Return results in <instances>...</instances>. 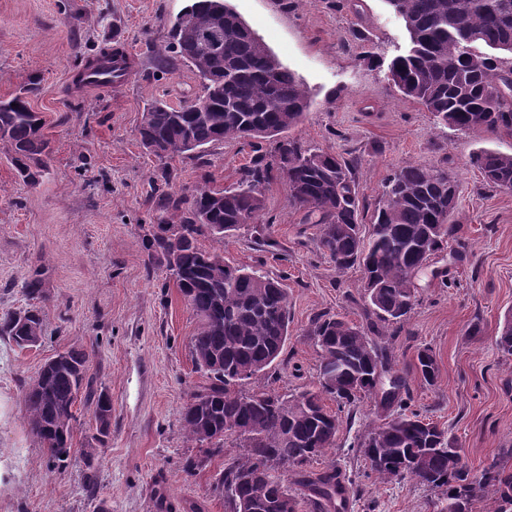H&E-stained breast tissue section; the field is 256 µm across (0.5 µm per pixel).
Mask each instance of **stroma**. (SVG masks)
<instances>
[{"mask_svg":"<svg viewBox=\"0 0 512 512\" xmlns=\"http://www.w3.org/2000/svg\"><path fill=\"white\" fill-rule=\"evenodd\" d=\"M187 0H0V98L38 76L29 98L40 112L51 152L37 184L17 174L11 146L0 141V315L28 306L25 281L45 262L44 339L19 349L0 336V464L18 479L0 494V512H227L214 489L239 441L188 470L197 454L182 425L190 393L207 382L190 342L198 320L162 266L149 260V225L164 223L149 197L158 187H234L250 158L228 139L202 155L161 160L139 141L147 104L172 105L201 92L185 65L157 70L174 18ZM232 7L308 88L311 105L291 134L307 146L359 159V197L374 210L386 178L413 164L449 170L457 182L447 249L417 278L418 302L408 335L390 343L393 366L409 370L410 409L444 428L475 470L512 448V355L495 341L512 311V191L487 186L473 153H512V136L474 138L438 125L420 103L387 78L390 59L408 44L405 23L386 0H229ZM121 36L133 74L123 83L88 89L77 74L87 56ZM172 180H165V173ZM259 223L225 236L226 261L279 279L288 291L289 335L278 361L249 380L252 392L294 395L318 383L319 350L309 334L314 317L337 314L364 325L363 273H336L318 247L317 225L275 179L264 190ZM275 240L272 248L258 238ZM430 347L435 386L412 373L417 348ZM76 348L89 357L88 376L112 400L111 435L94 438L93 408L75 406L72 450L49 463L26 421L24 391L49 357ZM342 424L335 448L313 462L336 466L360 485L347 512H440L438 492L406 478L381 483L353 450L355 436L386 412L361 401Z\"/></svg>","mask_w":512,"mask_h":512,"instance_id":"35a3bbf8","label":"stroma"}]
</instances>
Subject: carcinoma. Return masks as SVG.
Segmentation results:
<instances>
[{"instance_id": "cac0c4a2", "label": "carcinoma", "mask_w": 512, "mask_h": 512, "mask_svg": "<svg viewBox=\"0 0 512 512\" xmlns=\"http://www.w3.org/2000/svg\"><path fill=\"white\" fill-rule=\"evenodd\" d=\"M387 2L409 35L407 48L388 66L393 85L444 126L475 138L512 135V66H502L493 55L512 54V0ZM219 10L224 43L212 55L201 44V24ZM174 59L194 71L207 107L191 112L164 101L147 104L138 126L141 145L160 160L226 139L246 140L253 152L231 189L204 184L189 196H152L154 209L177 223L150 225L146 248L199 319L191 352L210 380L183 409L185 434L201 453L188 466L201 468L220 454L224 436L237 427L243 430L237 435L243 453L224 465L215 485L228 512H295L290 479L309 491L313 512H341L338 505L346 502L354 480L340 477L333 462L319 471L310 465L335 446L341 413L380 387L382 407L396 421L364 430L354 445L377 480L409 476L441 493L442 512H512V470L498 458L478 471L462 459L452 463L455 440L408 410L407 376L392 370L388 345L372 339L400 335L418 301L414 271L447 248L457 232L448 211V194L457 193V184L448 170H394L365 236L354 176L358 160L306 149L287 136L311 98L224 0H190L172 25L168 46L157 54L158 69H168ZM37 86L32 82L0 100V139L10 144L19 176L30 182L40 176V156L49 148L44 123L28 101ZM470 165L487 184L512 190V154L479 151ZM277 176L288 184L290 201L304 220L318 224L319 246L336 272L363 269L368 319L362 328L337 314L317 316L310 335L320 350L318 385L291 396L242 390L283 350L290 325L286 289L275 278L230 264L214 245L204 244L257 223L263 190ZM0 336L20 349L43 340L41 312L32 307L4 314ZM87 362L80 350L59 353L25 392L30 432L54 463L70 454L78 399L93 405L94 421L101 424L94 439L103 445L111 433V398L93 387ZM414 367L425 384L435 385L439 368L431 349H417Z\"/></svg>"}]
</instances>
